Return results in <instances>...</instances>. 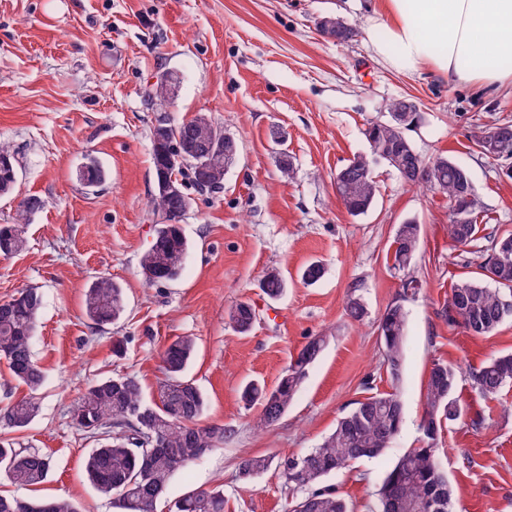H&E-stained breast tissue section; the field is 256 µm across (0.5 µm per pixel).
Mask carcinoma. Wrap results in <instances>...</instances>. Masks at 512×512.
I'll return each mask as SVG.
<instances>
[{
    "label": "carcinoma",
    "mask_w": 512,
    "mask_h": 512,
    "mask_svg": "<svg viewBox=\"0 0 512 512\" xmlns=\"http://www.w3.org/2000/svg\"><path fill=\"white\" fill-rule=\"evenodd\" d=\"M147 102L157 112H166L172 97L157 86L147 91ZM420 120L410 112L403 128L395 121L373 122L366 138L389 142L397 152L405 172L402 180L415 187L435 189L448 198V235L458 247H467L480 232L474 208L466 207V194L473 192L469 171L444 156L425 160L415 149L407 132ZM220 132L213 124L195 119L171 124L164 117L154 127L152 160L155 190L149 208L160 217L150 248L140 260V273L149 284L177 279L189 250L181 218L186 203L193 202L187 185L199 192L217 193L222 189L224 165L229 147L213 140ZM181 151L200 161L182 174V182L169 184L172 159ZM373 156H358L336 173L337 195L347 212L356 217L374 204L378 186L373 176ZM82 173L86 184L96 186L106 179V171L93 158L86 159ZM18 179V168L10 146L0 144V194L9 193ZM43 206L40 197L30 195L18 205L16 223L0 224V253L18 252L23 246L24 223ZM464 209L468 220L461 223L457 211ZM420 225L409 221L399 225L392 246V268L402 273V294L386 308L378 331L385 351V364L393 380L403 368L408 312L404 302L416 293L419 282L413 267L419 250ZM481 278H463L451 288L445 315L451 324H460L472 336H490L512 319V253L504 255L495 244L480 265ZM264 295L274 301L286 281L269 273L261 281ZM41 293L25 288L8 300L0 301V359L5 360L12 378L35 391L43 381V371L34 358L37 316L42 307ZM125 312L123 288L99 277L87 289L85 315L93 328L102 330L118 322ZM236 332L246 334L257 320L255 307L238 303L229 314ZM325 346L314 337L299 350L271 389L258 383L246 384L240 393L246 405L260 402L255 421L259 429L277 423L301 389L309 367ZM194 355V342L188 336L172 341L161 352L164 383L158 400L146 401L139 382L131 376H117L89 386L74 409V419L92 438L99 440L89 454L85 470L89 481L100 492L116 496L124 512H154L165 497L173 474L212 449L224 444L228 429L222 424L202 422L206 398L184 372ZM459 371L437 362L431 368L424 395L426 441L403 454L384 477L378 490V512H452L453 490L448 483L434 446L442 425L463 416V405L456 397ZM472 388L492 399L512 383V354L505 353L483 363L470 374ZM39 404L31 394L0 408V424L15 431L25 430L35 419ZM404 408L396 393H382L355 403L343 414L333 431L306 453L282 456H251L237 467L238 480L250 483L275 467L291 494L290 512H351L347 501L332 488L320 486L322 479L352 462L382 455L400 433ZM51 458L39 451L15 447L0 440V471L16 484L38 486L48 477ZM174 512H224V490L214 488L191 492L174 503ZM0 512H81L67 499L25 500L0 495Z\"/></svg>",
    "instance_id": "obj_1"
}]
</instances>
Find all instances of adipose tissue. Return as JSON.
<instances>
[{
	"label": "adipose tissue",
	"mask_w": 512,
	"mask_h": 512,
	"mask_svg": "<svg viewBox=\"0 0 512 512\" xmlns=\"http://www.w3.org/2000/svg\"><path fill=\"white\" fill-rule=\"evenodd\" d=\"M374 55L407 73L486 89L512 84V0H384L365 29ZM484 62L463 66L464 58Z\"/></svg>",
	"instance_id": "obj_1"
}]
</instances>
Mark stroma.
Returning a JSON list of instances; mask_svg holds the SVG:
<instances>
[{
  "instance_id": "obj_1",
  "label": "stroma",
  "mask_w": 512,
  "mask_h": 512,
  "mask_svg": "<svg viewBox=\"0 0 512 512\" xmlns=\"http://www.w3.org/2000/svg\"><path fill=\"white\" fill-rule=\"evenodd\" d=\"M376 0H0V142L20 167L12 195L0 197V224L13 223L19 202L36 195L42 209L26 228V245L0 256V300L24 288L43 296L34 357L44 372L40 410L22 432L0 428L21 447L50 455L40 497L74 500L83 512H119L88 481L85 461L96 443L74 420L84 390L112 376L135 377L145 399L163 378L160 354L180 336L195 342L186 377L204 393V419L231 429L223 446L177 471L156 512L185 494L223 487L224 512H287L279 472L240 482L246 456L300 454L315 447L354 401L398 392L402 431L375 459L347 466L325 483L352 512H371L376 491L397 459L422 446L426 381L434 362L459 366L462 419L438 433L436 446L454 491L455 512H512V385L487 401L469 373L512 352V322L488 337L451 324L443 310L451 286L476 275L497 238L512 234V159L480 153L471 133L512 124V86H451L378 61L364 28ZM324 17L356 30L339 43L321 35ZM180 83L168 112L176 124L206 114L237 142L234 163L216 194H195L182 221L191 243L182 274L146 284L139 262L155 223L152 132L157 114L145 92L161 72ZM422 115L410 138L427 159L443 155L465 166L481 232L460 248L448 236V200L413 189L383 162L374 206L354 217L336 194V173L368 151L365 130L390 118L397 98ZM287 153L295 176L282 180ZM109 173L88 187L79 178L85 155ZM420 226L414 274L419 293L408 310L405 362L399 381L386 372L378 336L385 309L400 298L391 244L399 224ZM317 262L324 275L307 284ZM274 271L287 284L269 301L260 288ZM100 276L124 290L125 314L105 331L92 329L86 291ZM365 306L362 321L344 313L350 295ZM253 304L250 333H236L228 314ZM326 347L309 367L288 412L257 430L259 406L240 399L242 385L274 387L311 337ZM121 340L114 353L113 340Z\"/></svg>"
}]
</instances>
